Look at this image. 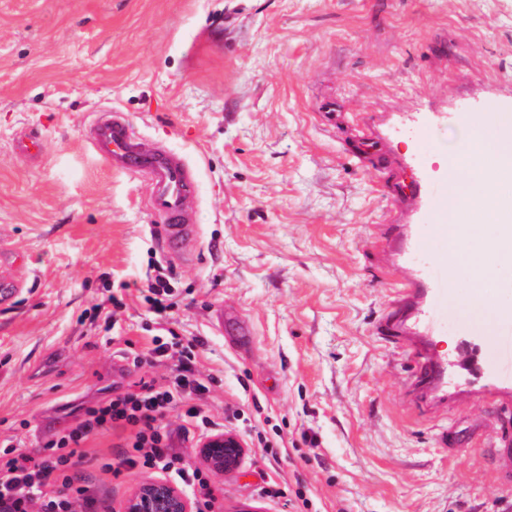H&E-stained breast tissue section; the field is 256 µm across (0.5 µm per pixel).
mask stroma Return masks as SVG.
I'll list each match as a JSON object with an SVG mask.
<instances>
[{
  "label": "stroma",
  "instance_id": "obj_1",
  "mask_svg": "<svg viewBox=\"0 0 512 512\" xmlns=\"http://www.w3.org/2000/svg\"><path fill=\"white\" fill-rule=\"evenodd\" d=\"M114 106L202 184L177 331L221 369L244 455L224 471L175 447L221 512L300 495L307 512H501L483 401L460 379L447 413L413 404L412 357L382 323L417 263L394 241L427 220L424 190L485 113H512V0H0V237L35 280L0 312V439L32 455L107 389L161 374L113 373L111 337L78 321L101 274L137 281L155 245L146 184L84 139ZM435 112L448 121L421 140ZM26 130L39 161L15 153ZM216 304L252 322L250 343L210 328ZM153 480L92 474L112 512Z\"/></svg>",
  "mask_w": 512,
  "mask_h": 512
}]
</instances>
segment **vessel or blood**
I'll return each instance as SVG.
<instances>
[{
    "label": "vessel or blood",
    "instance_id": "vessel-or-blood-1",
    "mask_svg": "<svg viewBox=\"0 0 512 512\" xmlns=\"http://www.w3.org/2000/svg\"><path fill=\"white\" fill-rule=\"evenodd\" d=\"M85 139L91 150L114 171L145 182L150 194L148 205L158 222L151 232L159 250L173 263L196 261L201 249L202 232L196 222V203L200 182L196 168L186 154L170 148L161 140L139 133L129 115L117 108L100 113L87 127ZM449 193H442L433 203L425 224L419 225L410 243L411 252L426 255L423 272H412L397 286L401 298L400 315L387 317V330L404 334L403 318L420 323V332L410 336L414 348L411 385L422 393L441 390L449 368L482 380L483 400L489 410L512 408L507 394L512 393V315L507 316L493 343L495 358L488 361L473 353L470 338L458 344L455 364H448L436 352V339L448 325L451 311L448 294L454 282L447 251L436 250L438 241L448 238ZM22 251L0 244V308L13 307L25 288L16 275L23 266ZM212 325L218 335L242 342L251 328L240 311L216 308Z\"/></svg>",
    "mask_w": 512,
    "mask_h": 512
}]
</instances>
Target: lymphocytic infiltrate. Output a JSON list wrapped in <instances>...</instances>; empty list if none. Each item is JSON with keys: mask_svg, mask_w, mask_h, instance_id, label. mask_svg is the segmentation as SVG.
Segmentation results:
<instances>
[{"mask_svg": "<svg viewBox=\"0 0 512 512\" xmlns=\"http://www.w3.org/2000/svg\"><path fill=\"white\" fill-rule=\"evenodd\" d=\"M100 280L107 295L94 306L90 320L109 333L126 307L130 285H113L105 274ZM139 298L149 318L147 337L142 350H135L129 339L125 348L135 365L162 366L165 375L143 383L137 392H106L56 432L39 455L21 451L13 440H0V512H100L102 503L81 469L94 461L104 471L117 467L173 474L193 492L196 512H215L208 474L173 450L174 437L203 438L216 426L208 398L217 377L199 366L205 342L197 336L181 340L171 330L183 302L171 267L149 258ZM112 432L119 433L123 448L110 463L88 445Z\"/></svg>", "mask_w": 512, "mask_h": 512, "instance_id": "lymphocytic-infiltrate-1", "label": "lymphocytic infiltrate"}]
</instances>
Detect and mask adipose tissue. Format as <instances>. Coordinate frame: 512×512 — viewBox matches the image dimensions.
Instances as JSON below:
<instances>
[{
	"label": "adipose tissue",
	"instance_id": "1",
	"mask_svg": "<svg viewBox=\"0 0 512 512\" xmlns=\"http://www.w3.org/2000/svg\"><path fill=\"white\" fill-rule=\"evenodd\" d=\"M468 163L467 179L458 181L454 192L452 216L473 209L495 214L496 200L488 188L492 177L512 171V114L491 113L482 135L466 140L452 165ZM449 256L467 265L475 279L492 271H512V248H498L496 240H488L482 252L469 253L460 238L449 236Z\"/></svg>",
	"mask_w": 512,
	"mask_h": 512
}]
</instances>
